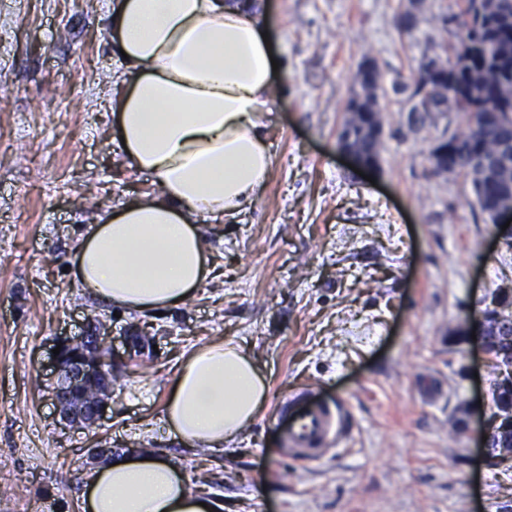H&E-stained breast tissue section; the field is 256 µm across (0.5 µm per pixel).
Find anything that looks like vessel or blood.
I'll return each instance as SVG.
<instances>
[{
	"instance_id": "1",
	"label": "vessel or blood",
	"mask_w": 512,
	"mask_h": 512,
	"mask_svg": "<svg viewBox=\"0 0 512 512\" xmlns=\"http://www.w3.org/2000/svg\"><path fill=\"white\" fill-rule=\"evenodd\" d=\"M278 412L287 413V447L303 461H316L338 446L344 436L340 404L320 402L310 406L278 405Z\"/></svg>"
}]
</instances>
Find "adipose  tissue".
Listing matches in <instances>:
<instances>
[{"label": "adipose tissue", "mask_w": 512, "mask_h": 512, "mask_svg": "<svg viewBox=\"0 0 512 512\" xmlns=\"http://www.w3.org/2000/svg\"><path fill=\"white\" fill-rule=\"evenodd\" d=\"M121 68L110 81L122 150L151 194L91 225L72 273L94 298L143 315L184 305L212 275L200 219L244 210L273 166L266 127L272 50L258 0H114ZM268 386L240 349L195 348L170 386L165 419L191 448L218 449L260 414ZM83 512H223L176 464L143 448L84 475Z\"/></svg>", "instance_id": "adipose-tissue-1"}]
</instances>
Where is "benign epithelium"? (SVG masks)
Wrapping results in <instances>:
<instances>
[{"instance_id":"obj_1","label":"benign epithelium","mask_w":512,"mask_h":512,"mask_svg":"<svg viewBox=\"0 0 512 512\" xmlns=\"http://www.w3.org/2000/svg\"><path fill=\"white\" fill-rule=\"evenodd\" d=\"M475 332L476 344L483 354H488L490 335L502 336L512 341V310L500 305V291L491 295L490 304L479 317L467 326ZM73 351L55 356L58 381L53 398L61 420L70 427L88 429L95 426L104 414L112 386V347L102 329L95 326L89 334L67 343ZM512 431V406H499L487 421L481 423L480 435L487 436L480 443L483 454L494 459L512 457V438L492 447L498 434Z\"/></svg>"}]
</instances>
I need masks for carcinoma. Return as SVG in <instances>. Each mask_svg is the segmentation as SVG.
Returning <instances> with one entry per match:
<instances>
[{"label": "carcinoma", "instance_id": "carcinoma-1", "mask_svg": "<svg viewBox=\"0 0 512 512\" xmlns=\"http://www.w3.org/2000/svg\"><path fill=\"white\" fill-rule=\"evenodd\" d=\"M455 10L444 21L467 32V42L453 45L439 58L448 79L437 83L413 78L394 91H411L419 98L414 112L462 116L460 128L436 144L430 154L438 173L462 172L469 179L475 202L493 222L496 208L512 203V156L501 163L512 143V0H454ZM340 143L351 147L365 164L378 165L383 147V109L379 102V68L359 67Z\"/></svg>", "mask_w": 512, "mask_h": 512}]
</instances>
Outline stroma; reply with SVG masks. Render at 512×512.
<instances>
[{"mask_svg": "<svg viewBox=\"0 0 512 512\" xmlns=\"http://www.w3.org/2000/svg\"><path fill=\"white\" fill-rule=\"evenodd\" d=\"M262 0L278 64L266 138L273 172L256 200L203 221L217 275L157 316L116 312L68 266L90 224L153 186L131 169L105 76L112 0H0V512H81L93 448H147L178 464L224 512H512V458H485L493 367L464 324L512 284V248L469 179L429 152L457 113L409 120L392 85L456 42L452 0ZM386 107L372 180L338 136L364 58ZM107 324L119 380L104 419L57 422L45 386L58 341ZM237 345L268 384L265 409L221 451L183 448L165 421L178 361L212 339ZM310 388L342 402L343 442L293 460L272 420Z\"/></svg>", "mask_w": 512, "mask_h": 512, "instance_id": "1", "label": "stroma"}]
</instances>
